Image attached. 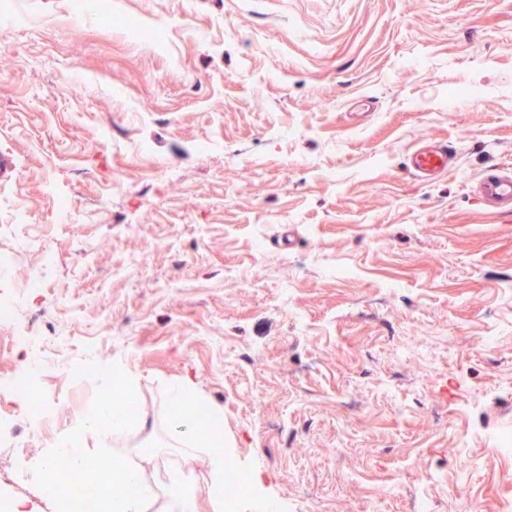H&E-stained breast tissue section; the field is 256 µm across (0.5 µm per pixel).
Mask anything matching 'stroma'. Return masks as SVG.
Returning a JSON list of instances; mask_svg holds the SVG:
<instances>
[{
  "label": "stroma",
  "mask_w": 512,
  "mask_h": 512,
  "mask_svg": "<svg viewBox=\"0 0 512 512\" xmlns=\"http://www.w3.org/2000/svg\"><path fill=\"white\" fill-rule=\"evenodd\" d=\"M73 4L0 26V260L23 204L57 247L32 333L134 379L138 427L84 448L178 476L187 380L278 512H500L512 215L474 184L512 168V0ZM424 137L458 149L431 183L406 171ZM95 390L46 372L37 452Z\"/></svg>",
  "instance_id": "obj_1"
}]
</instances>
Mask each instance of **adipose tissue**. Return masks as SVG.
Wrapping results in <instances>:
<instances>
[{
	"label": "adipose tissue",
	"instance_id": "1",
	"mask_svg": "<svg viewBox=\"0 0 512 512\" xmlns=\"http://www.w3.org/2000/svg\"><path fill=\"white\" fill-rule=\"evenodd\" d=\"M172 406L169 427L174 439L183 446L204 449L209 460L210 483L206 490L207 512H224V471L228 453L223 444L214 441L207 427L202 426L192 410L190 389L176 381L168 388Z\"/></svg>",
	"mask_w": 512,
	"mask_h": 512
}]
</instances>
